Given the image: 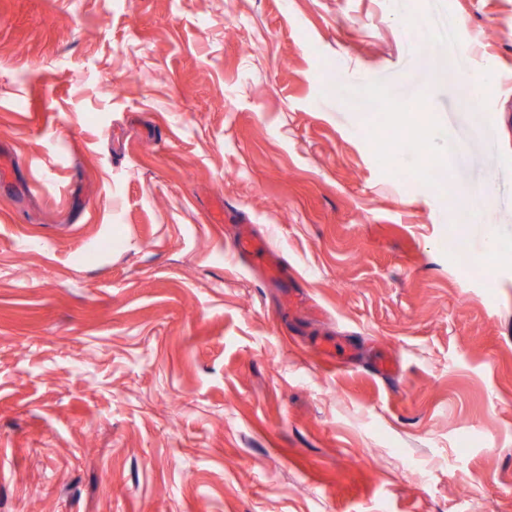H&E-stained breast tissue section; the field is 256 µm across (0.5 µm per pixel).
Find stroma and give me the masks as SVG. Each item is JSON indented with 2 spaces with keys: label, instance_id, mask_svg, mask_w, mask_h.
<instances>
[{
  "label": "stroma",
  "instance_id": "stroma-1",
  "mask_svg": "<svg viewBox=\"0 0 512 512\" xmlns=\"http://www.w3.org/2000/svg\"><path fill=\"white\" fill-rule=\"evenodd\" d=\"M500 252L512 0H0V512H512ZM235 247L242 255L253 256L263 253L270 275L278 280L288 278V265L282 263L259 239L243 238L235 243Z\"/></svg>",
  "mask_w": 512,
  "mask_h": 512
}]
</instances>
